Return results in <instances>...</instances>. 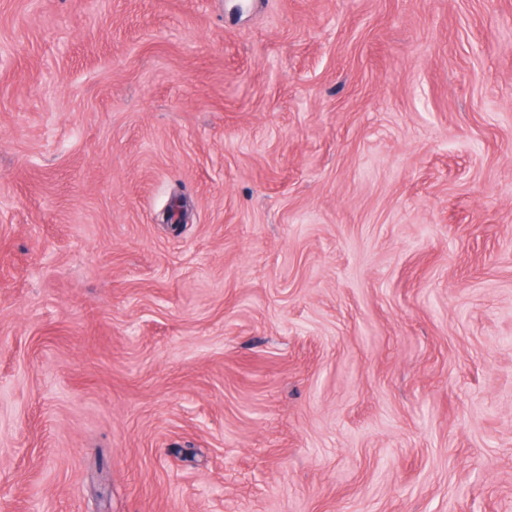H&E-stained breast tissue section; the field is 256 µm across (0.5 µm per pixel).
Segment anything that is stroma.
<instances>
[{
	"label": "stroma",
	"instance_id": "obj_1",
	"mask_svg": "<svg viewBox=\"0 0 512 512\" xmlns=\"http://www.w3.org/2000/svg\"><path fill=\"white\" fill-rule=\"evenodd\" d=\"M0 512H512V0H0Z\"/></svg>",
	"mask_w": 512,
	"mask_h": 512
}]
</instances>
